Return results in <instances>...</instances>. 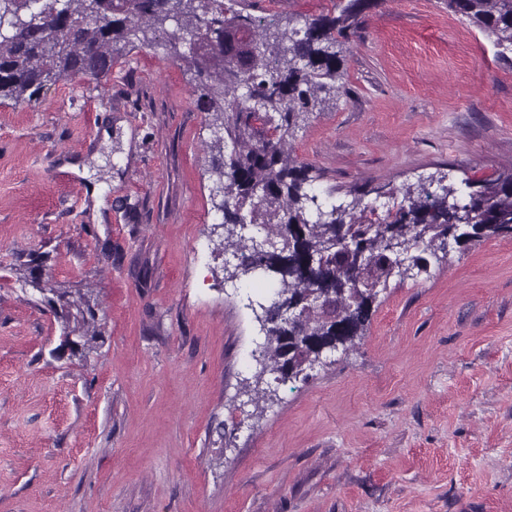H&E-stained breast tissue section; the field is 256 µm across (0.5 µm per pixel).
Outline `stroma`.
Masks as SVG:
<instances>
[{
	"instance_id": "1",
	"label": "stroma",
	"mask_w": 512,
	"mask_h": 512,
	"mask_svg": "<svg viewBox=\"0 0 512 512\" xmlns=\"http://www.w3.org/2000/svg\"><path fill=\"white\" fill-rule=\"evenodd\" d=\"M346 3L232 6L291 29ZM343 70L288 139L325 204L379 218L406 186L512 173V53L447 0H373ZM196 83L160 33L106 80L0 102V512H512V237L391 278L355 347L252 401L264 296L224 281ZM32 272L90 295L85 355Z\"/></svg>"
}]
</instances>
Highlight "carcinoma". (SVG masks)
Returning <instances> with one entry per match:
<instances>
[{
    "label": "carcinoma",
    "mask_w": 512,
    "mask_h": 512,
    "mask_svg": "<svg viewBox=\"0 0 512 512\" xmlns=\"http://www.w3.org/2000/svg\"><path fill=\"white\" fill-rule=\"evenodd\" d=\"M364 8L348 0L337 17L270 32L224 0H0V99L31 102L61 79H106L150 30L168 34L171 53L194 68L212 132L213 191L222 192L224 281L250 288L261 272L274 288L256 315L264 342L255 386L245 384L256 395L265 373L296 379L322 345L345 351L364 336L378 288L403 275L402 262L424 270V253L448 251L450 239L512 235V174L465 181L462 201L450 187L408 186L404 204L373 222L356 216L359 200L324 209L288 138L336 89L337 37L349 38ZM448 12L496 35L500 54L512 51V0H448ZM57 301L78 329L95 317L88 303Z\"/></svg>",
    "instance_id": "1"
}]
</instances>
